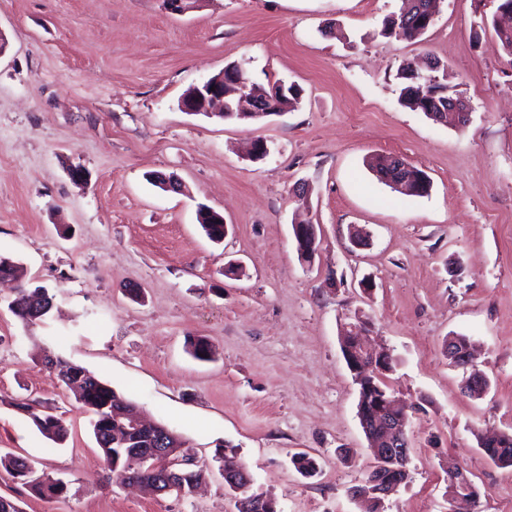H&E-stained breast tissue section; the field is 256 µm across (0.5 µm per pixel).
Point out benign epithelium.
Returning a JSON list of instances; mask_svg holds the SVG:
<instances>
[{
    "label": "benign epithelium",
    "mask_w": 512,
    "mask_h": 512,
    "mask_svg": "<svg viewBox=\"0 0 512 512\" xmlns=\"http://www.w3.org/2000/svg\"><path fill=\"white\" fill-rule=\"evenodd\" d=\"M257 92L242 94L236 101V110L240 116L249 119H261L268 116L266 112L256 109ZM183 111L192 114H213L214 109H225L224 103V72H219L199 85L193 86L180 101ZM294 238L299 256L304 261L313 258L317 249V229L314 224L293 225ZM365 327L351 324L344 333L342 340L343 353L348 368L354 374L360 386L359 420L363 431L371 442V450L376 458L372 470L371 488L357 486L350 490L352 497L366 499L371 493L377 492L388 496L395 492L408 479L407 465L409 462V444L407 427L410 416L408 409L394 398L380 395L365 389L368 371L389 372L392 370L393 355L388 350L373 352L365 349L361 336ZM129 419V426L123 428L130 442L137 441L139 431L147 429L151 432L153 444L149 448H136L141 463L149 466L157 475L154 491L159 494H183L175 481L177 469L186 463L188 457L174 458L165 449L167 429L158 423L145 421L138 411L115 412V419ZM224 478L234 493V499L242 500V492L252 486V478L241 465L224 467ZM467 500L476 503L477 495L471 479L457 466L448 467V500Z\"/></svg>",
    "instance_id": "1"
}]
</instances>
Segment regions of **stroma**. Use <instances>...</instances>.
Segmentation results:
<instances>
[{
	"instance_id": "1",
	"label": "stroma",
	"mask_w": 512,
	"mask_h": 512,
	"mask_svg": "<svg viewBox=\"0 0 512 512\" xmlns=\"http://www.w3.org/2000/svg\"><path fill=\"white\" fill-rule=\"evenodd\" d=\"M401 5L203 0L178 15L164 0H0V255L54 297L26 325L0 285V450L66 486L44 498L0 470V496L22 512H236L229 456L278 512H360L349 490L375 460L340 344L358 317L369 345L392 351L386 382L411 407L409 478L384 512H467L448 500L451 461L477 486V512H512V467L480 446L512 434V56L479 28L494 0H441L420 40L382 37ZM426 56L447 65L468 125L401 105L397 69ZM233 62L263 86L298 85L300 104L260 123L181 110ZM256 139L260 161L246 155ZM389 155L422 169L429 194L379 181L367 163ZM201 203L223 215L222 242L202 231ZM297 220L317 227L308 262ZM357 226L367 246H352ZM454 335L472 344L468 368L448 359ZM194 338L211 361L191 355ZM47 354L174 430L202 487L178 499L125 486ZM474 372L490 381L478 398L464 391ZM28 401L55 407L63 444L18 410Z\"/></svg>"
}]
</instances>
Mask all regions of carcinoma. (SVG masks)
Instances as JSON below:
<instances>
[{"mask_svg": "<svg viewBox=\"0 0 512 512\" xmlns=\"http://www.w3.org/2000/svg\"><path fill=\"white\" fill-rule=\"evenodd\" d=\"M412 8H403L400 14L387 19L381 29L384 37H396L414 40L423 32L420 31V20L428 11L431 0H406ZM507 9L493 15L490 26L501 41L503 49L512 56V0H503ZM418 67L412 62L401 64L397 71V79L402 85L400 101L403 106L424 113L430 119L439 118L443 113L453 109L452 85L449 81L447 66L439 61L429 62V72L441 73L435 84L426 83L414 76ZM254 90L255 82L246 70L238 65L224 68L225 103L234 104L243 88ZM300 94L290 86L286 92L273 102H265L263 106L271 112H284L297 107ZM22 275V267L10 257L0 258V278L18 279ZM53 296L42 288L36 293L29 288H21L9 307L13 314L23 323L28 324L42 319L52 308ZM51 369L57 371L59 378L74 392L76 403L91 416L90 424L97 444L102 452L103 461L108 469L124 471L129 477L149 487L154 485L155 475L148 467L138 464L134 456L126 455L120 444L119 435L122 429L111 420L112 409L120 408L123 399L111 386L98 380L94 383L85 381L89 371L84 367L62 359H50ZM22 408L37 430L56 444H61L67 437V427L62 419L43 408L39 402L24 404ZM484 453L494 463L512 466V441L503 445L492 442L482 445ZM0 467L33 491L44 497H57L63 491V484L48 477L31 478L28 461L11 453H0Z\"/></svg>", "mask_w": 512, "mask_h": 512, "instance_id": "obj_1", "label": "carcinoma"}]
</instances>
